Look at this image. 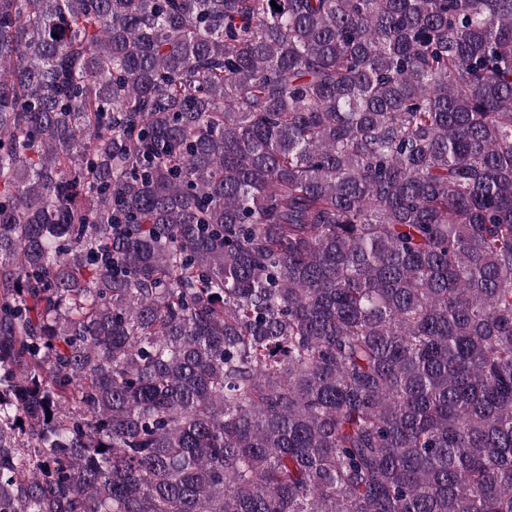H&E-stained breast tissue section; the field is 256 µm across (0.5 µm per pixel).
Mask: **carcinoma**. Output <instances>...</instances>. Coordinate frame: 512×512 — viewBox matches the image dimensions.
<instances>
[{
  "mask_svg": "<svg viewBox=\"0 0 512 512\" xmlns=\"http://www.w3.org/2000/svg\"><path fill=\"white\" fill-rule=\"evenodd\" d=\"M0 512H512V0H0Z\"/></svg>",
  "mask_w": 512,
  "mask_h": 512,
  "instance_id": "obj_1",
  "label": "carcinoma"
}]
</instances>
